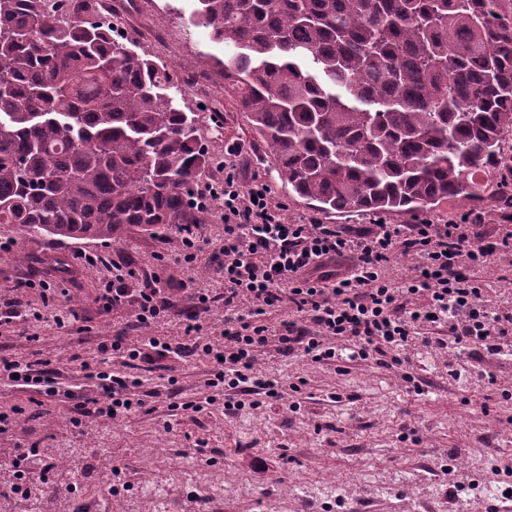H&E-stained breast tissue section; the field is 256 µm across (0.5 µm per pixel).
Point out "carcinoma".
<instances>
[{"mask_svg":"<svg viewBox=\"0 0 512 512\" xmlns=\"http://www.w3.org/2000/svg\"><path fill=\"white\" fill-rule=\"evenodd\" d=\"M503 0H195L191 22L271 169L324 214L512 192V11ZM167 66L88 4L0 0V224L118 240L205 224L211 164Z\"/></svg>","mask_w":512,"mask_h":512,"instance_id":"obj_1","label":"carcinoma"}]
</instances>
